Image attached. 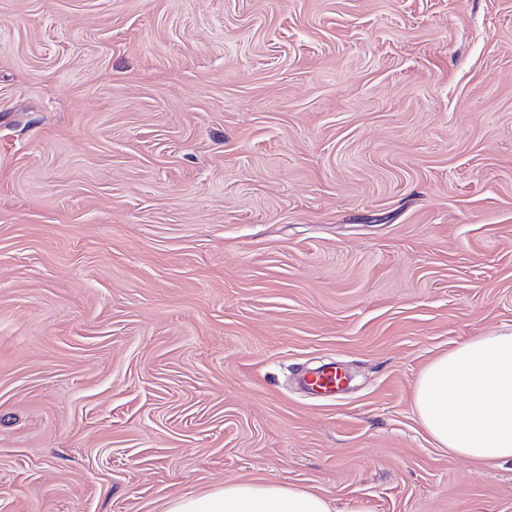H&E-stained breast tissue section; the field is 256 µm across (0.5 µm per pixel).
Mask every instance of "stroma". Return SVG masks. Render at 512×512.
Instances as JSON below:
<instances>
[{"label":"stroma","mask_w":512,"mask_h":512,"mask_svg":"<svg viewBox=\"0 0 512 512\" xmlns=\"http://www.w3.org/2000/svg\"><path fill=\"white\" fill-rule=\"evenodd\" d=\"M503 327L512 0H0V512H512L413 407ZM348 383V377L342 367L328 363L307 372L302 379L303 387L318 397H335L342 393ZM166 512H332V508L323 496L301 487L249 481L175 498Z\"/></svg>","instance_id":"stroma-1"}]
</instances>
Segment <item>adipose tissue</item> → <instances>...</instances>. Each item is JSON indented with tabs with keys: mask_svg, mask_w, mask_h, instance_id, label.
<instances>
[{
	"mask_svg": "<svg viewBox=\"0 0 512 512\" xmlns=\"http://www.w3.org/2000/svg\"><path fill=\"white\" fill-rule=\"evenodd\" d=\"M421 425L439 448L478 465L512 460V328L466 340L430 362L414 388ZM167 512H332L293 485L238 482L171 501Z\"/></svg>",
	"mask_w": 512,
	"mask_h": 512,
	"instance_id": "adipose-tissue-1",
	"label": "adipose tissue"
}]
</instances>
